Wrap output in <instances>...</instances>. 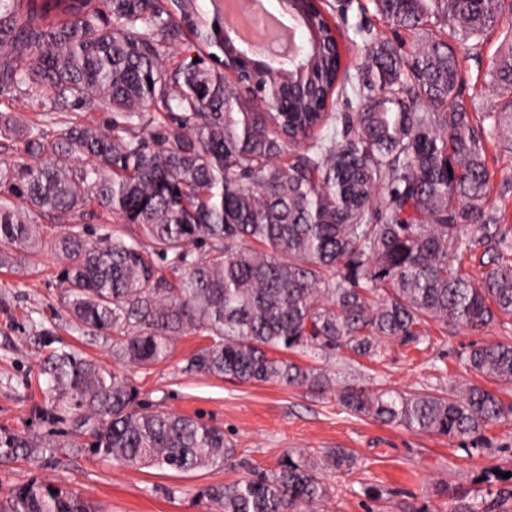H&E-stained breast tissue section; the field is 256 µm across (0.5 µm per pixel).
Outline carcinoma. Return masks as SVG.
<instances>
[{
	"label": "carcinoma",
	"instance_id": "obj_1",
	"mask_svg": "<svg viewBox=\"0 0 512 512\" xmlns=\"http://www.w3.org/2000/svg\"><path fill=\"white\" fill-rule=\"evenodd\" d=\"M407 28V52L364 29L361 63L342 61L338 26L318 0H292L303 28L287 67L267 72L214 36L197 0H0V95L26 87L41 121L0 113V243L59 260L55 279L79 329L111 341L112 358L150 369L177 339L211 343L182 372L322 393L324 371L288 353L346 351L377 360L382 342L419 348L427 325L482 331L512 320V239L486 205V142H512V98L490 112L459 100L455 47L502 37L486 85L512 95V0H374ZM58 10L61 21L50 19ZM189 44L170 71L166 51ZM198 61H193V58ZM355 101L333 111V96ZM112 113L102 125L63 112ZM122 230L108 227L112 219ZM493 252L478 280L448 262ZM50 349L47 415L90 438L101 458L191 472L236 448L198 417L153 410L131 380ZM462 362L512 385V343L473 345ZM355 414L465 444L512 417V402L475 383L440 393L336 387ZM57 447L47 435L0 430V458ZM346 448L316 459L285 453L277 468L201 492L215 512H319L325 472L351 474ZM489 498L455 497L451 512H512V476ZM9 512H92L77 493L31 481Z\"/></svg>",
	"mask_w": 512,
	"mask_h": 512
}]
</instances>
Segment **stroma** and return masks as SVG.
Instances as JSON below:
<instances>
[{"mask_svg":"<svg viewBox=\"0 0 512 512\" xmlns=\"http://www.w3.org/2000/svg\"><path fill=\"white\" fill-rule=\"evenodd\" d=\"M330 22L344 38L341 50L356 63L362 26L386 38L412 43L414 35L385 23L372 0H320ZM500 41L490 36L478 55L461 53V95L465 105L494 109L499 95L484 85L483 75ZM491 171L490 201L502 212L501 224L512 233V146H487ZM55 259L16 254L15 264L0 267V429L46 433L53 426L41 415L46 379L39 366L46 351L34 340L48 330L59 345L103 363L128 377L152 407L200 417L224 430L237 452L232 463L178 473L113 464L86 449V436L67 433L59 448L33 459L15 456L0 461V506L12 491L32 479H47L59 488L81 493L100 512H210L200 492L231 482L251 471L277 467L284 453L297 450L321 456L329 448H346L357 458L353 474L327 472L334 493L324 512H450L462 489H482L486 471L512 472V420L488 426L481 443L461 449L457 443L401 426L356 415L338 404L334 391L311 393L280 384H240L207 375H187L186 358L206 344L201 333L177 341L167 362L148 370L117 363L103 339L84 335L64 313L54 279ZM430 344L422 351L389 341L380 360L350 359L308 350L296 354L303 366L330 372L334 382H358L372 388L413 392L447 387L449 381H473L462 357L471 344L512 341V324L480 332L443 330L430 324Z\"/></svg>","mask_w":512,"mask_h":512,"instance_id":"stroma-1","label":"stroma"}]
</instances>
